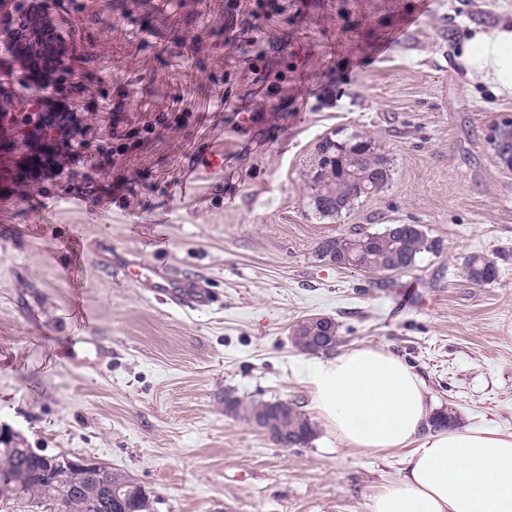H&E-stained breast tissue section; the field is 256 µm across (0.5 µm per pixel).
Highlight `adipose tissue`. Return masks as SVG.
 <instances>
[{"label":"adipose tissue","mask_w":512,"mask_h":512,"mask_svg":"<svg viewBox=\"0 0 512 512\" xmlns=\"http://www.w3.org/2000/svg\"><path fill=\"white\" fill-rule=\"evenodd\" d=\"M460 60L472 82L512 99V21L473 29ZM307 383L321 419L348 447L407 452L370 512H512V433L432 428L423 381L386 348L316 361Z\"/></svg>","instance_id":"obj_1"}]
</instances>
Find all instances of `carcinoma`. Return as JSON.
I'll return each instance as SVG.
<instances>
[{
    "label": "carcinoma",
    "mask_w": 512,
    "mask_h": 512,
    "mask_svg": "<svg viewBox=\"0 0 512 512\" xmlns=\"http://www.w3.org/2000/svg\"><path fill=\"white\" fill-rule=\"evenodd\" d=\"M390 160L376 144L359 132L341 131L324 138L317 148V160L311 169V205L322 218H339L355 209L374 191H380L390 180ZM440 243L428 237L417 224H388L382 231L357 233L350 237L336 236L319 243L318 256L323 260L333 254L348 252L361 266L370 271L409 269L424 253H436ZM469 279L478 285L494 283L499 276L495 262L482 255H471L464 260ZM265 401H243L229 398L225 410L249 421ZM287 435L299 445L309 443L314 436V425L299 408L288 412L282 422ZM56 456H48L34 448L15 445L0 448V472H24L26 482L22 490L12 496L27 498L49 506V512H124L109 498L107 486L122 484L133 495L145 498L131 501L134 512H148L153 508L150 494L128 475L107 467L95 476L73 486L64 478L53 479L47 472L54 468Z\"/></svg>",
    "instance_id": "obj_1"
}]
</instances>
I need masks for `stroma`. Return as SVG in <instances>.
I'll return each instance as SVG.
<instances>
[{"label":"stroma","instance_id":"obj_1","mask_svg":"<svg viewBox=\"0 0 512 512\" xmlns=\"http://www.w3.org/2000/svg\"><path fill=\"white\" fill-rule=\"evenodd\" d=\"M277 2L255 20L252 0H83L71 28L56 0L58 33L86 54L80 99L100 98L108 66L149 104L130 101L127 119L154 130L97 172L67 163L57 126L36 164L26 126L0 123V434L127 473L155 512H369L398 477L404 450L349 448L314 408L311 357L289 339L307 316L336 320L337 353L386 347L455 427L512 433V169L489 142L512 100L459 62L472 27L512 20V0H434L414 26L416 0ZM249 38L261 54L227 46ZM183 40L201 44L189 81ZM240 112L254 118L243 136ZM342 127L377 144L391 179L321 218L310 170ZM219 144L223 175L183 193V167ZM387 224L422 225L439 252L381 288L316 255ZM472 254L494 258L497 281L467 278ZM116 258L194 277L213 303L167 304L115 275ZM228 394L297 403L316 433L280 447L225 413Z\"/></svg>","mask_w":512,"mask_h":512}]
</instances>
